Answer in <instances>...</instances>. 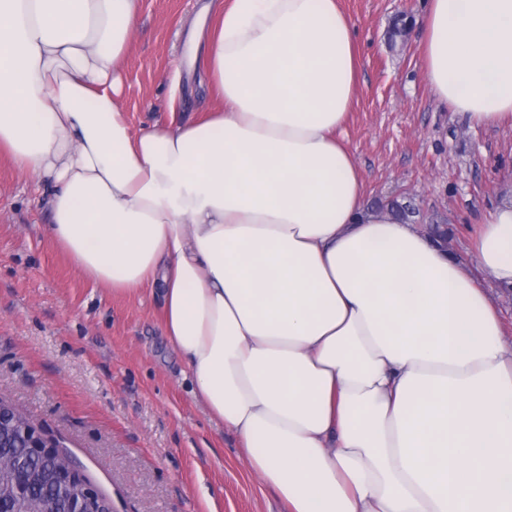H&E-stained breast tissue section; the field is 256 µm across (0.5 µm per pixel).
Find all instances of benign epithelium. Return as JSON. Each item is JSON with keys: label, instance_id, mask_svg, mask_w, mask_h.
Listing matches in <instances>:
<instances>
[{"label": "benign epithelium", "instance_id": "obj_1", "mask_svg": "<svg viewBox=\"0 0 512 512\" xmlns=\"http://www.w3.org/2000/svg\"><path fill=\"white\" fill-rule=\"evenodd\" d=\"M24 443L31 453L49 462L46 478L63 481L65 496L59 500L47 498L39 505V512H112V506L102 495L73 475L72 467L62 460L57 445L47 440L38 430L31 429L20 410L0 403V461L8 460L14 470L12 481L0 487V493L23 498L27 494L29 477L25 463L12 454L13 440Z\"/></svg>", "mask_w": 512, "mask_h": 512}]
</instances>
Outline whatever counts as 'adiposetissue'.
Segmentation results:
<instances>
[{"label": "adipose tissue", "mask_w": 512, "mask_h": 512, "mask_svg": "<svg viewBox=\"0 0 512 512\" xmlns=\"http://www.w3.org/2000/svg\"><path fill=\"white\" fill-rule=\"evenodd\" d=\"M140 0H0V153L46 193L91 282L159 285L206 414L285 512H512V195L470 263L365 199L343 140L358 84L338 0L199 16L205 120L133 135ZM437 98L512 127V0H430ZM487 291L491 301L498 307L503 317L505 334L503 342L507 347L512 346V288H497L493 283H487Z\"/></svg>", "instance_id": "ef3b65f1"}]
</instances>
